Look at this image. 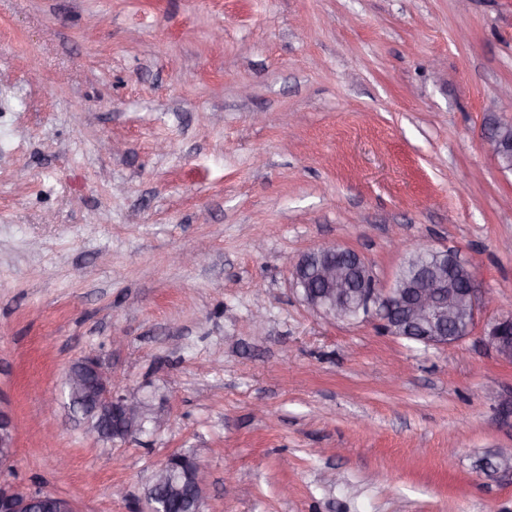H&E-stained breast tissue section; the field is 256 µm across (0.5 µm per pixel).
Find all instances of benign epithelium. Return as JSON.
Segmentation results:
<instances>
[{
	"label": "benign epithelium",
	"instance_id": "benign-epithelium-1",
	"mask_svg": "<svg viewBox=\"0 0 512 512\" xmlns=\"http://www.w3.org/2000/svg\"><path fill=\"white\" fill-rule=\"evenodd\" d=\"M486 141L499 166L512 172V121L491 118L486 122ZM294 284L304 282L310 275L316 286L307 287L304 302L325 319L376 318L394 336H413L425 345L448 344L446 328L457 322L464 330L454 338L467 336L477 318V289L475 278L469 286L458 289L448 281L443 269L428 270L412 281L388 288H379L371 268L362 257L338 245H325L289 260ZM488 336L499 357L512 361V319L499 317L491 324ZM91 374L94 385L86 383V375L69 371L67 381L73 392L84 394L91 411L101 416V423L90 429L98 438L115 434L124 438L144 427V403L120 394L117 377L112 371L93 361ZM16 424L8 411L0 407V474L10 469L16 453ZM512 451H501L486 459L485 469L492 478L512 479V466L503 457ZM171 463L156 472L153 486L163 493L184 492L170 477ZM0 507L4 512H76L72 501L58 494L27 490L20 485L0 483Z\"/></svg>",
	"mask_w": 512,
	"mask_h": 512
}]
</instances>
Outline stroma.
<instances>
[{
  "instance_id": "obj_1",
  "label": "stroma",
  "mask_w": 512,
  "mask_h": 512,
  "mask_svg": "<svg viewBox=\"0 0 512 512\" xmlns=\"http://www.w3.org/2000/svg\"><path fill=\"white\" fill-rule=\"evenodd\" d=\"M510 83L512 0H0V479L145 512L191 452L203 512H512L478 465L512 448L498 310L429 346L323 319L288 267L336 244L386 288L400 240L512 300ZM85 358L169 426L91 435ZM486 141L501 169L512 172V121L490 118L486 122ZM16 424L8 411L0 406V474L9 470L16 453Z\"/></svg>"
}]
</instances>
